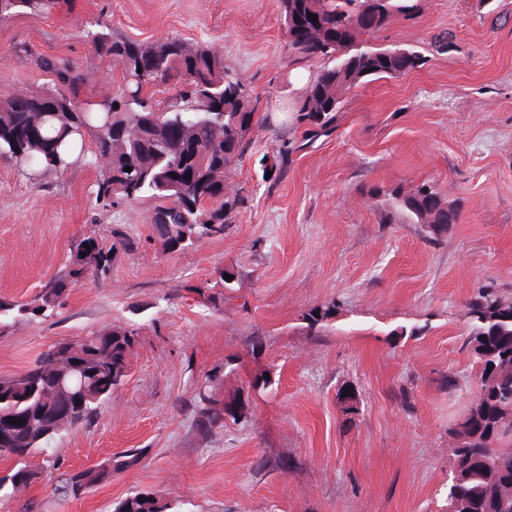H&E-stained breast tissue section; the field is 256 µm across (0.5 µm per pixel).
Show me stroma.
<instances>
[{
  "mask_svg": "<svg viewBox=\"0 0 512 512\" xmlns=\"http://www.w3.org/2000/svg\"><path fill=\"white\" fill-rule=\"evenodd\" d=\"M99 18L119 38L223 53L254 112L225 180L239 204L223 237L169 252L147 205L92 209L93 169L33 180L0 160V299L31 302L76 238L114 249L109 277L82 280L52 317L0 328V377L58 342L133 333L125 381L90 422L29 456L33 483L0 496V512L29 500L113 512L135 492L166 512H448L454 427L480 374L467 302L484 286L512 301V0H418L366 34L426 62L347 91L334 129L316 136L284 106L300 93L294 72L324 62L289 63L279 0H60L0 22V98L52 87L39 56L80 64L84 99L115 91L120 65L81 37ZM282 144V174L266 179ZM423 184L459 213L444 234L390 212L392 195ZM330 301L335 317L310 326L306 311ZM206 383L216 401L242 396L243 415L203 428ZM131 448L143 451L133 467L59 493L62 474Z\"/></svg>",
  "mask_w": 512,
  "mask_h": 512,
  "instance_id": "stroma-1",
  "label": "stroma"
}]
</instances>
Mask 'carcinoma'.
I'll list each match as a JSON object with an SVG mask.
<instances>
[{"mask_svg": "<svg viewBox=\"0 0 512 512\" xmlns=\"http://www.w3.org/2000/svg\"><path fill=\"white\" fill-rule=\"evenodd\" d=\"M59 0H0V20L47 14ZM288 39V61L333 62L314 72L297 106V122L308 132H325L336 120L342 95L363 79L398 78L420 68L417 51L359 45L360 32L381 29L416 8L411 0H281ZM317 17L312 21L308 15ZM84 41L99 58L122 67V82L95 105L78 97L85 84L80 66L67 57L39 58L59 89L0 99V157L28 174L63 172L81 160L97 170L91 189L96 211L130 203H149L150 224L167 250L188 248L220 238L237 207L224 192L226 171L242 160L254 112L248 95L224 63V55L205 43L171 37L151 44L116 40L107 23L83 30ZM183 89L165 105L154 95L164 86ZM131 171H125L126 167ZM402 209L434 233L458 222V211L432 186L396 196ZM111 258L98 240L79 237L70 263L27 304L0 301V326L13 312L47 318L61 306L68 288L88 273L105 277ZM468 345L481 367L480 391L457 423L459 445L452 449L454 475L448 484V512H512V301L481 288L468 304ZM336 314V303L311 308L316 326ZM131 333L122 327L66 344L67 356L51 353L24 373L0 378V424L10 419V446L0 458L13 465L0 475V493L13 496L34 479L27 458L48 441L86 423L124 381L129 368ZM112 364V382L102 362ZM200 421L212 426L235 418L240 404L214 406L206 387L198 392ZM142 450L71 474L66 488L79 494L106 480L112 470L136 464ZM114 512H164L149 495L136 492Z\"/></svg>", "mask_w": 512, "mask_h": 512, "instance_id": "cac0c4a2", "label": "carcinoma"}]
</instances>
